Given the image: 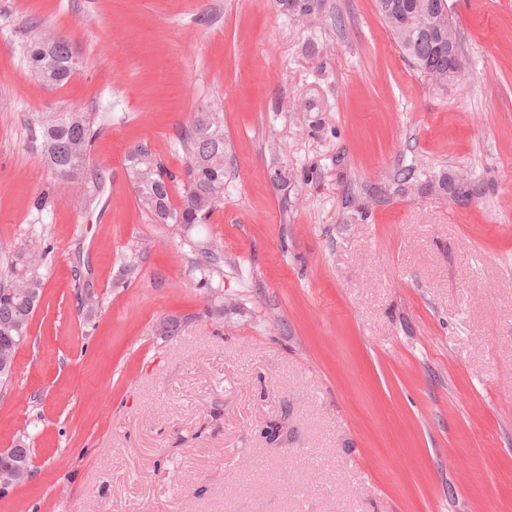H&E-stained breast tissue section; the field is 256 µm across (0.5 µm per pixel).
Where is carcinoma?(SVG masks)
Returning a JSON list of instances; mask_svg holds the SVG:
<instances>
[{
	"label": "carcinoma",
	"instance_id": "obj_1",
	"mask_svg": "<svg viewBox=\"0 0 512 512\" xmlns=\"http://www.w3.org/2000/svg\"><path fill=\"white\" fill-rule=\"evenodd\" d=\"M379 12L403 58L427 84L445 88L461 73L464 60L447 0H377ZM300 24L321 21V0H284ZM69 42L62 36H37L26 45L29 69L45 83L63 86L80 69ZM37 141L55 179L85 193L92 162V146L101 124L94 112H41L36 116ZM180 145L186 156V184L180 203L172 202L168 173L160 159L145 145L132 148L126 172L143 213L158 224H200L223 202L225 178L224 115L218 106L193 113L182 128ZM442 188L456 198L468 199L478 188L467 180L445 175ZM47 249L21 243L6 256L7 270L0 273V389L10 384L16 353L26 340L35 309L45 288L40 273ZM102 302L91 293L80 296L86 320L96 318ZM27 435L0 452V476L18 470L32 475Z\"/></svg>",
	"mask_w": 512,
	"mask_h": 512
}]
</instances>
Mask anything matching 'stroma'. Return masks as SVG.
<instances>
[{
    "label": "stroma",
    "instance_id": "stroma-1",
    "mask_svg": "<svg viewBox=\"0 0 512 512\" xmlns=\"http://www.w3.org/2000/svg\"><path fill=\"white\" fill-rule=\"evenodd\" d=\"M448 3L466 68L439 90L376 0H324L317 27L279 0H0V248L50 249L0 391L34 477L0 512H512V0ZM42 29L82 61L66 86L27 68ZM206 103L224 202L153 223L126 154L185 182ZM71 109L103 117L90 204L34 143Z\"/></svg>",
    "mask_w": 512,
    "mask_h": 512
}]
</instances>
